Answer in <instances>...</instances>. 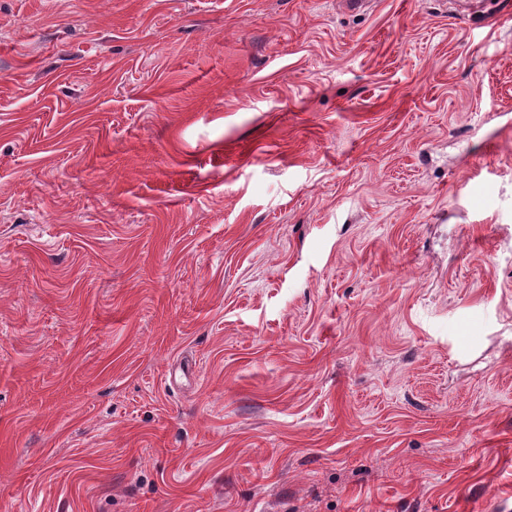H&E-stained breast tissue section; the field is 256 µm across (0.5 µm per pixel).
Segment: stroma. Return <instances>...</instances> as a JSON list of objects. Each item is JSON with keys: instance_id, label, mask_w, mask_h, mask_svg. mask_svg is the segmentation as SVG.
Masks as SVG:
<instances>
[{"instance_id": "1", "label": "stroma", "mask_w": 512, "mask_h": 512, "mask_svg": "<svg viewBox=\"0 0 512 512\" xmlns=\"http://www.w3.org/2000/svg\"><path fill=\"white\" fill-rule=\"evenodd\" d=\"M482 11L0 0V512H512Z\"/></svg>"}]
</instances>
